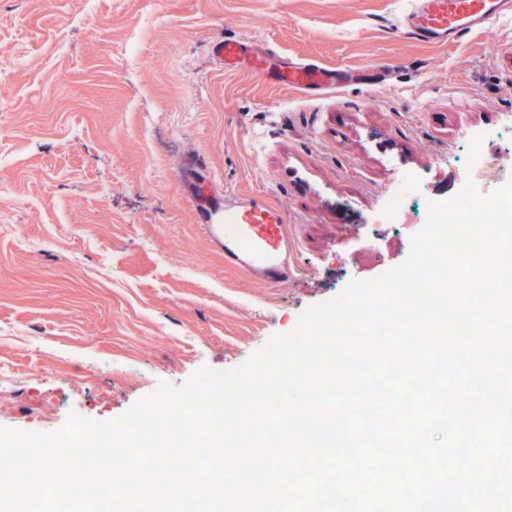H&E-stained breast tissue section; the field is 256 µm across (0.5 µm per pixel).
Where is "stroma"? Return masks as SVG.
Returning <instances> with one entry per match:
<instances>
[{"label": "stroma", "instance_id": "stroma-1", "mask_svg": "<svg viewBox=\"0 0 512 512\" xmlns=\"http://www.w3.org/2000/svg\"><path fill=\"white\" fill-rule=\"evenodd\" d=\"M414 3L0 0V427L106 422L235 369L407 257L419 225L374 221L404 175L443 200L512 177V17L422 43ZM224 38L275 53L227 71ZM293 60L348 80L303 94L276 79ZM217 195L285 219L288 284L225 268L195 217Z\"/></svg>", "mask_w": 512, "mask_h": 512}]
</instances>
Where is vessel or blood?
<instances>
[{"label":"vessel or blood","instance_id":"b4317fda","mask_svg":"<svg viewBox=\"0 0 512 512\" xmlns=\"http://www.w3.org/2000/svg\"><path fill=\"white\" fill-rule=\"evenodd\" d=\"M510 15L512 0H418L401 30L420 42L451 43ZM288 70L291 86L306 93L336 88L345 79L343 72L324 70L313 63H292ZM197 222L209 241L223 251L226 266L270 288L293 277L295 244L288 228L257 201L241 209L215 199L198 209Z\"/></svg>","mask_w":512,"mask_h":512}]
</instances>
